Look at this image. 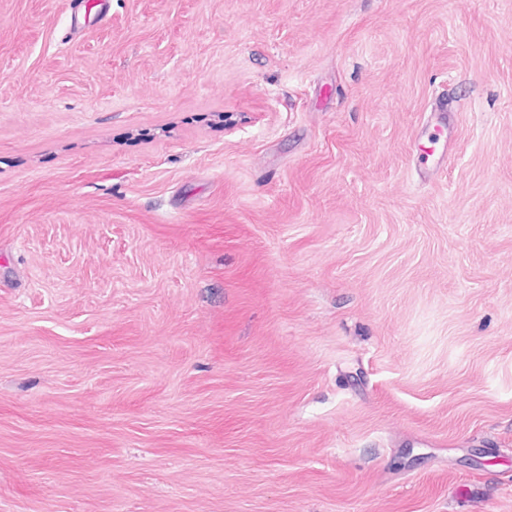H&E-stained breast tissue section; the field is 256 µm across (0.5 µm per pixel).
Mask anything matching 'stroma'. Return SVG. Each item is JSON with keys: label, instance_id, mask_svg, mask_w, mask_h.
<instances>
[{"label": "stroma", "instance_id": "35a3bbf8", "mask_svg": "<svg viewBox=\"0 0 512 512\" xmlns=\"http://www.w3.org/2000/svg\"><path fill=\"white\" fill-rule=\"evenodd\" d=\"M109 3L0 0V512H512V0ZM72 5L71 25L72 31H77L80 28L81 22L86 19L87 13L89 14L95 10L100 21L107 17L105 10V1L107 0H70ZM80 1V2H79Z\"/></svg>", "mask_w": 512, "mask_h": 512}]
</instances>
